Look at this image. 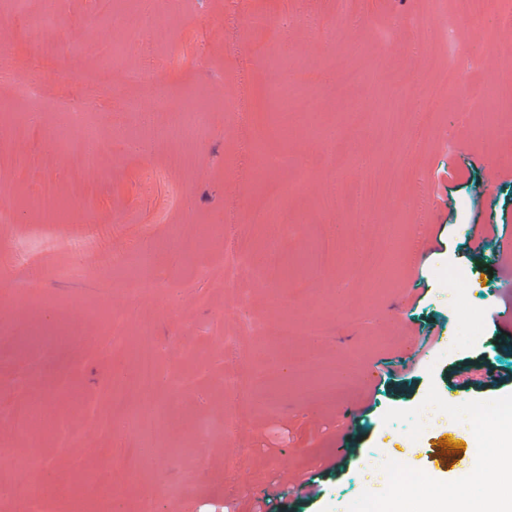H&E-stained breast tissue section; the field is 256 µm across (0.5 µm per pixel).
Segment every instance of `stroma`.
<instances>
[{
    "mask_svg": "<svg viewBox=\"0 0 512 512\" xmlns=\"http://www.w3.org/2000/svg\"><path fill=\"white\" fill-rule=\"evenodd\" d=\"M230 2L0 0V102L26 117L0 133V512L18 484L33 512H141L146 493L153 512H345L386 486L369 456L444 482L475 466L468 424L433 412L414 441L387 410L432 386L453 405L512 394V278L491 275L512 270V112L489 109L512 95V23L478 0H313L282 42V0H247L232 54ZM247 52L254 141L292 157L248 177L224 109ZM310 69L339 81L300 84ZM229 182L234 239L199 238ZM142 245L170 254L127 277ZM489 300L463 340L460 307ZM143 331L164 412L135 423ZM414 336L405 380L366 377ZM471 363L505 383L458 387ZM299 480L313 497L275 498Z\"/></svg>",
    "mask_w": 512,
    "mask_h": 512,
    "instance_id": "1",
    "label": "stroma"
}]
</instances>
